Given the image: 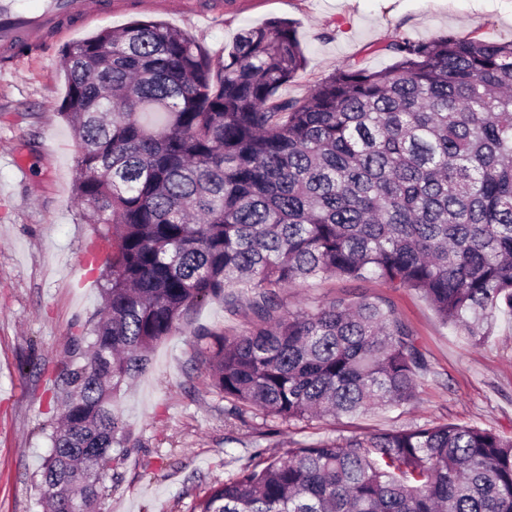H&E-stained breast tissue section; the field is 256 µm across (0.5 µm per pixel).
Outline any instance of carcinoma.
<instances>
[{
    "instance_id": "obj_1",
    "label": "carcinoma",
    "mask_w": 512,
    "mask_h": 512,
    "mask_svg": "<svg viewBox=\"0 0 512 512\" xmlns=\"http://www.w3.org/2000/svg\"><path fill=\"white\" fill-rule=\"evenodd\" d=\"M378 51L394 62L277 101L306 63L287 22L217 58L154 20L65 48L76 198L111 251L92 342L64 373L43 512H100L127 456L122 385L208 299L249 323L202 352L227 422L401 408L430 372L388 300L285 313L280 288L380 279L476 345L512 317V41ZM193 512H512V436L447 422L257 451Z\"/></svg>"
}]
</instances>
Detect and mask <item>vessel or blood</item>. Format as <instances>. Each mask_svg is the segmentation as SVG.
Here are the masks:
<instances>
[{"label": "vessel or blood", "instance_id": "1", "mask_svg": "<svg viewBox=\"0 0 512 512\" xmlns=\"http://www.w3.org/2000/svg\"><path fill=\"white\" fill-rule=\"evenodd\" d=\"M90 0H43L23 11L17 0H0V49L40 44L51 32H70L76 21L92 17Z\"/></svg>", "mask_w": 512, "mask_h": 512}]
</instances>
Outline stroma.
I'll return each mask as SVG.
<instances>
[{
	"instance_id": "obj_1",
	"label": "stroma",
	"mask_w": 512,
	"mask_h": 512,
	"mask_svg": "<svg viewBox=\"0 0 512 512\" xmlns=\"http://www.w3.org/2000/svg\"><path fill=\"white\" fill-rule=\"evenodd\" d=\"M109 17H92L69 39H49L0 78V512H41L36 484L61 412L39 373L74 361L72 339L103 299L87 261L98 225L75 199L77 147L60 114L67 80L58 61L68 42L104 27L162 20L212 54L238 34L273 20L292 22L306 67L276 96L300 99L356 60L371 69L392 62L377 46L403 34L431 40L447 33L512 40V0H111ZM389 300L419 336L431 373L415 403L355 419L227 424L198 352V332L241 333L219 300L200 305L182 332L160 342L149 371L123 386L118 401L129 434L121 479L101 512H191L208 485L252 464L254 449L284 450L395 427L459 422L512 436V322L485 344L444 327L417 292L379 280L336 277L283 288L284 311L313 310L334 299Z\"/></svg>"
}]
</instances>
